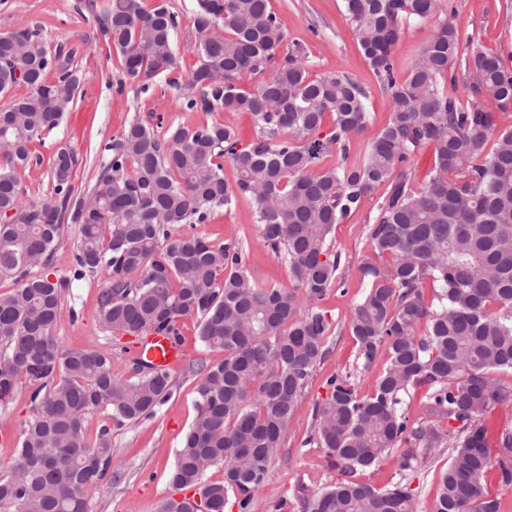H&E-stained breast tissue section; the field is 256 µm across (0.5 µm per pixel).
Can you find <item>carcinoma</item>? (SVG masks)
<instances>
[{"mask_svg":"<svg viewBox=\"0 0 512 512\" xmlns=\"http://www.w3.org/2000/svg\"><path fill=\"white\" fill-rule=\"evenodd\" d=\"M196 2L198 64L186 78L176 17L163 0L150 11L140 0L89 7L99 10L103 35L141 90L160 82L161 96L172 91L187 112H248L255 138L242 146L219 122L161 134L135 119L108 144L89 201L73 195L77 157L63 146L51 161L53 200L23 199L31 145L60 125L79 80L55 63L39 28L5 34L15 48L0 56V94L19 84L29 93L0 109V215L13 213L0 221V278L18 283L0 294V400L23 379L34 415L15 460L0 469V508L86 512L89 492L112 480L110 429L89 441L86 415L105 407L116 425L135 423L155 415L173 390L169 373L143 362L134 378L120 380L107 353L60 349L53 329L67 281L29 270L60 245L64 217L80 225L74 276H106L99 307L106 330L174 336L178 318L194 316L201 341L224 350L221 362L203 369L197 414L170 474L174 488L200 494L170 497L161 512H224L232 498L247 512L324 355L331 321L318 301L340 268L332 233L380 190L366 234L388 261L363 268L369 287L349 328L362 369L372 368L381 344L385 367L363 396L347 372L327 380L304 444L324 449L341 479L304 498L302 512H414L406 485L381 489L357 479L396 448L402 471L413 470L421 452L448 449L433 512H499L483 481L496 466L512 482V429L496 432L483 416L509 399L492 371L512 370V129L498 130L493 112L512 106V67L494 52H461L450 17L399 79L391 54L401 28L429 19L436 0H343L363 57L392 100L389 122L363 161L349 166L351 137L369 124L368 90L343 70L310 77L298 43L281 53L285 34L270 0ZM457 63L471 80L463 101L445 89ZM328 115L332 127L322 136ZM426 145L433 163L416 189L412 158ZM333 150L336 165L320 166ZM226 160L233 184L224 179ZM240 195L254 201L263 242L286 258L294 289L258 286L241 245L179 231L217 209L231 211ZM428 280L435 307L423 298ZM418 389L429 414L455 428L410 421L404 396ZM217 464L224 480L205 481Z\"/></svg>","mask_w":512,"mask_h":512,"instance_id":"obj_1","label":"carcinoma"}]
</instances>
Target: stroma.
I'll use <instances>...</instances> for the list:
<instances>
[{"mask_svg":"<svg viewBox=\"0 0 512 512\" xmlns=\"http://www.w3.org/2000/svg\"><path fill=\"white\" fill-rule=\"evenodd\" d=\"M86 0H0V34L22 25L42 30L48 52L58 63L76 71L80 78L73 107L61 124L43 141L31 146V159L22 176L23 196L29 202L52 199L50 159L55 148L67 145L77 155L72 179L76 194L90 191L106 161L107 144L136 118L167 131L179 126L196 127L220 121L235 128L241 144L256 135L254 120L246 112H186L161 98L159 91L139 92L127 83L116 52L106 42L95 13ZM178 19L175 44L181 54V69L190 72L197 64L193 47L195 0H166ZM286 34L287 43H300L308 56L311 75L336 70L349 72L370 93L371 121L366 131L353 138L349 160L361 162L370 140L385 126L391 99L381 89L361 55L355 28L343 12L342 0H270ZM454 18L463 46L478 47L512 57V0H436V11L427 21L404 24L393 51L397 74H405L410 62L427 44L438 24ZM379 194L366 197L358 211L337 225L331 248L341 257L343 285L328 288L319 306L331 320L325 355L317 365L305 394L296 405L278 457L271 463L263 485L252 493L249 512H301V500L338 480L327 463L323 449L307 446L313 429L315 407L327 395V380L356 367V342L349 330V317L368 287L362 275L367 264L378 263L366 227L377 213ZM193 234L211 244L236 241L247 253V268L261 285L291 288L288 266L264 246L255 221V204L239 198L231 212L217 210L211 218L195 225ZM80 227L63 224L61 243L46 265L33 268L36 276L63 279L67 287L60 318L53 334L62 350L99 348L109 353L114 377L133 376L131 354L134 337H116L99 322L100 295L107 286L103 276L75 279V253ZM177 339L185 350L183 361L171 369L172 396L149 418L116 426L109 410L100 408L87 415L88 438H96L102 427L112 433V478L87 497V512H159L175 490L170 472L175 452L196 415V386L202 366L223 360L220 349L205 347L198 333V320L187 316L176 323ZM33 415L26 383H18L12 394L0 401V468L11 465L25 424ZM449 454L441 451L419 461L414 470L398 467L397 455L360 472V481L379 488L401 482L411 489L417 512H433L437 487L448 467Z\"/></svg>","mask_w":512,"mask_h":512,"instance_id":"35a3bbf8","label":"stroma"}]
</instances>
